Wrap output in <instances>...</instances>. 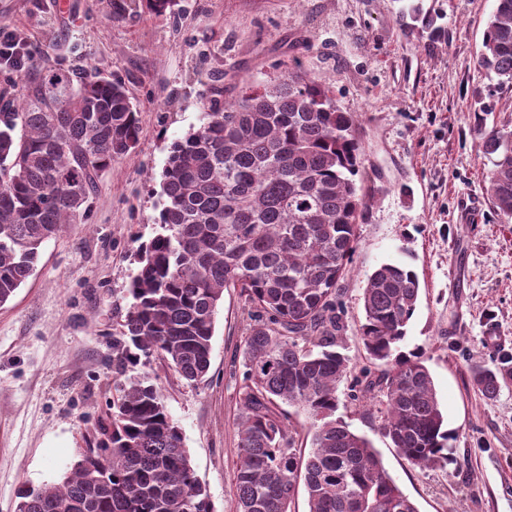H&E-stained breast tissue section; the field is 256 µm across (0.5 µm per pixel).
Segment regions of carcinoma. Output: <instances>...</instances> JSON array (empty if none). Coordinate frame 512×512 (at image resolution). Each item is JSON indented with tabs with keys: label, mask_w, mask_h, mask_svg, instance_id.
Returning a JSON list of instances; mask_svg holds the SVG:
<instances>
[{
	"label": "carcinoma",
	"mask_w": 512,
	"mask_h": 512,
	"mask_svg": "<svg viewBox=\"0 0 512 512\" xmlns=\"http://www.w3.org/2000/svg\"><path fill=\"white\" fill-rule=\"evenodd\" d=\"M479 67L512 87V0H496ZM293 59L278 82L228 102L216 77L199 128L171 148L162 173L161 231L137 250L132 303L115 373L158 354L187 384L205 379L224 289L248 306L238 391L237 512H291L303 485L309 512H419L370 440L336 417L350 372L337 315L366 202L359 120ZM492 167L485 191L512 219V129L475 128ZM124 84L95 69L50 71L0 111V306L32 276L43 244L88 216L112 160L140 141ZM420 298L417 275L383 263L368 277L359 334L383 369L363 391L380 399L381 430L412 465L445 468L453 433L421 356L400 344ZM486 399L512 383V362L469 365ZM310 420L296 448L284 406ZM19 512H213L159 389L118 383L94 447L57 483L19 491Z\"/></svg>",
	"instance_id": "1"
}]
</instances>
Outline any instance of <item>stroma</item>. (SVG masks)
Here are the masks:
<instances>
[{"instance_id":"stroma-1","label":"stroma","mask_w":512,"mask_h":512,"mask_svg":"<svg viewBox=\"0 0 512 512\" xmlns=\"http://www.w3.org/2000/svg\"><path fill=\"white\" fill-rule=\"evenodd\" d=\"M112 3L0 0V29L27 55L20 69L0 63V98H18L41 72L93 67L122 80L142 127L101 177L87 223L48 241L0 307V512H16L23 486L60 481L107 417L136 250L159 231L162 172L174 142L201 125L213 73L229 88L260 87L291 57L360 122L367 205L342 282L345 352L354 369L378 370L357 333L362 289L382 263L413 269L421 299L401 349L431 372L454 462L411 466L382 433L377 403L354 400L353 380L336 415L371 441L419 512H512V385L483 399L468 370L512 355V220L485 193L491 164L473 133L482 117L512 122V88L477 65L495 0H179L162 14ZM414 3L432 26L409 15ZM248 327L238 291L225 290L203 382L156 359L126 370L161 391L215 512H236Z\"/></svg>"}]
</instances>
